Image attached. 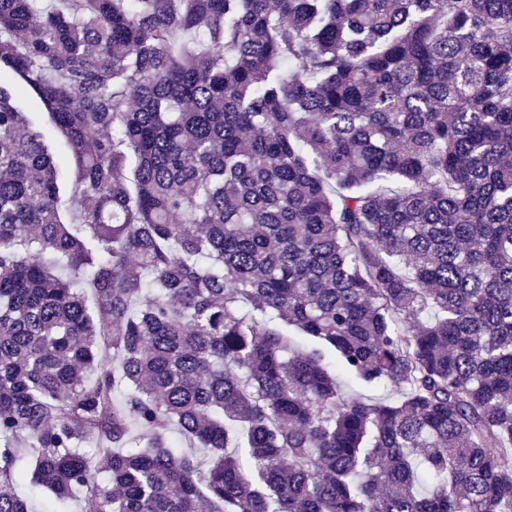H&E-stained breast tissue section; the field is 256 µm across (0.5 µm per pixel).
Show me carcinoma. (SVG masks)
<instances>
[{
    "label": "carcinoma",
    "instance_id": "obj_1",
    "mask_svg": "<svg viewBox=\"0 0 512 512\" xmlns=\"http://www.w3.org/2000/svg\"><path fill=\"white\" fill-rule=\"evenodd\" d=\"M22 479L512 512V0H0V512Z\"/></svg>",
    "mask_w": 512,
    "mask_h": 512
}]
</instances>
